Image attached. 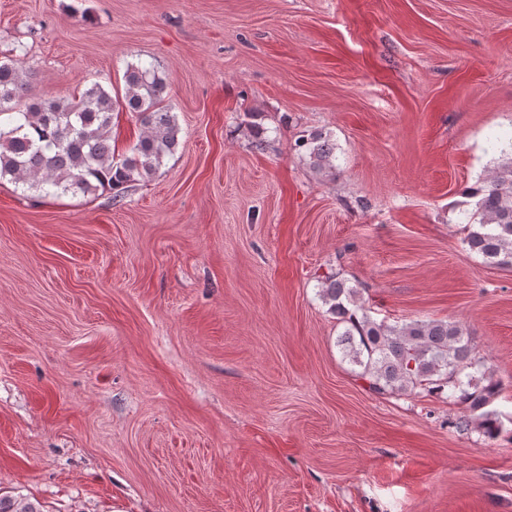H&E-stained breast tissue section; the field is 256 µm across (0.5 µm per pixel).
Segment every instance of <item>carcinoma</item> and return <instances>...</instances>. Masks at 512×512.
<instances>
[{"mask_svg": "<svg viewBox=\"0 0 512 512\" xmlns=\"http://www.w3.org/2000/svg\"><path fill=\"white\" fill-rule=\"evenodd\" d=\"M125 92L112 94L99 83L77 95L35 98L30 74L18 60L0 59V179L11 177L23 192L49 197L92 194L110 189L120 196L133 182L147 179L180 145L176 115L166 104L169 78L153 66L129 64ZM134 114L143 133L126 152L112 149L114 114ZM310 166L336 170L335 144L322 132L301 139ZM474 209L464 212L465 243L489 266L512 270V143L501 150L485 185L470 191ZM322 298L343 325L338 343L360 367L356 376L376 394L421 388L448 392L463 407L455 426L472 424L487 439L501 429L498 414L487 409L501 384L486 373L461 325L442 320L390 324L370 315L358 289L337 276L321 280ZM0 512H41L33 503L0 496Z\"/></svg>", "mask_w": 512, "mask_h": 512, "instance_id": "cac0c4a2", "label": "carcinoma"}]
</instances>
